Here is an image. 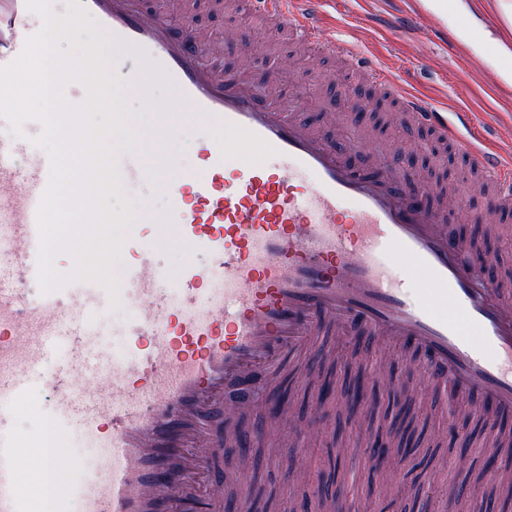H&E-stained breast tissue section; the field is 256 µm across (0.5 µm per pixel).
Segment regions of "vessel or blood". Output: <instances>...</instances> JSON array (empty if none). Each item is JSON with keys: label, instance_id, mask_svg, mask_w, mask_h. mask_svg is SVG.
I'll return each instance as SVG.
<instances>
[{"label": "vessel or blood", "instance_id": "vessel-or-blood-1", "mask_svg": "<svg viewBox=\"0 0 512 512\" xmlns=\"http://www.w3.org/2000/svg\"><path fill=\"white\" fill-rule=\"evenodd\" d=\"M112 39L135 55L123 93L144 96L145 74L168 80L195 121L199 165L149 169L122 157L120 180L162 184L159 218L135 225L124 245L120 304L136 309L126 351L96 343L108 290L74 282L32 294L37 280L38 211L49 159L21 139L0 143V512H217L223 480L214 464L232 433L226 410L276 388L272 366L286 352L312 349L324 323L363 330L424 354L428 383L453 381L477 395L483 428L512 451V289L494 258L476 262L453 232L463 199L432 201L404 147L362 169L350 156L358 137L277 106V86L257 88L210 64L216 44L198 28L174 26L142 0H79ZM321 0H242L269 26L363 72L397 101L412 127L451 148L491 206L512 212V148L489 140L473 112L455 120L322 33ZM42 26L25 0H0V67ZM249 153L246 162L234 155ZM176 236L188 254L171 280L160 244ZM207 265H200V258ZM65 354L58 368L43 370ZM37 396L48 403L54 439L81 434L101 454L87 467L45 449L27 466L24 437L10 427ZM80 471L62 496L48 494L53 470Z\"/></svg>", "mask_w": 512, "mask_h": 512}]
</instances>
